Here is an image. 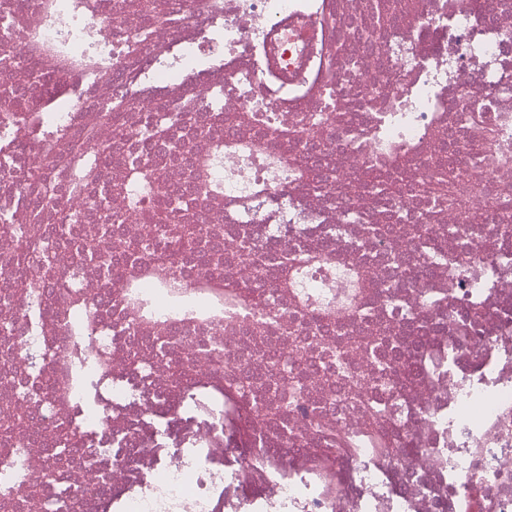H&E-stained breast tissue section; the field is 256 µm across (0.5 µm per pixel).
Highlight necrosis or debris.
<instances>
[{
  "mask_svg": "<svg viewBox=\"0 0 512 512\" xmlns=\"http://www.w3.org/2000/svg\"><path fill=\"white\" fill-rule=\"evenodd\" d=\"M100 2L111 22L72 0L52 20L39 0H0V100L33 109L69 85L52 124L95 122L112 146L107 207L66 204L57 277L38 256L35 292L11 287L0 230V459L22 451L0 512H50L61 495L70 512H512V0H164L151 22L140 0ZM147 25L149 50L128 52ZM34 30L107 63L54 73L27 53ZM161 100L182 108L164 145L143 136ZM381 130L422 136L419 152L377 170ZM217 139L253 152L213 163L214 199L194 193L192 161ZM46 150L0 123V212L35 211L43 238L57 212L36 208L29 171ZM132 159L191 190L148 252L122 192ZM257 180L269 195L255 205ZM185 224L205 231L169 272L175 291L141 288L145 317L76 252L93 240L122 269L153 264ZM320 252L362 288L303 280L317 310L277 273ZM203 273L255 303L209 315ZM78 294L100 316L79 351L104 365L86 406L55 393ZM232 384L263 407L304 395L244 424L205 393Z\"/></svg>",
  "mask_w": 512,
  "mask_h": 512,
  "instance_id": "4bbe7bcc",
  "label": "necrosis or debris"
}]
</instances>
